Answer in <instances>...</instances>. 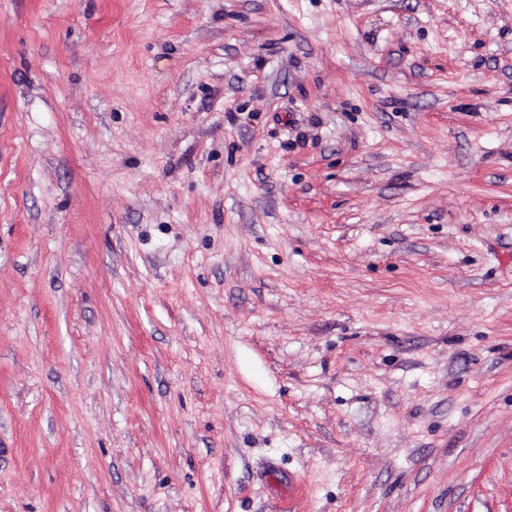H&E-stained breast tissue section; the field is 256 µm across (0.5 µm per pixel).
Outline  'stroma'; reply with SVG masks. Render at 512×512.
Segmentation results:
<instances>
[{"instance_id": "obj_1", "label": "stroma", "mask_w": 512, "mask_h": 512, "mask_svg": "<svg viewBox=\"0 0 512 512\" xmlns=\"http://www.w3.org/2000/svg\"><path fill=\"white\" fill-rule=\"evenodd\" d=\"M0 512H512V0H0Z\"/></svg>"}]
</instances>
